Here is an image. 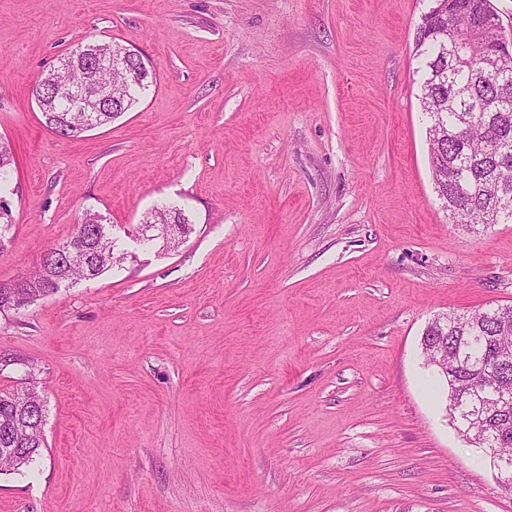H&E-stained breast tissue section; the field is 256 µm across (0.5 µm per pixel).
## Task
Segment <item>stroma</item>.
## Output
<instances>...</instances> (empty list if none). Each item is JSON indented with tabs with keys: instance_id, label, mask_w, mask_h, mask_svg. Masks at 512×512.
<instances>
[{
	"instance_id": "1",
	"label": "stroma",
	"mask_w": 512,
	"mask_h": 512,
	"mask_svg": "<svg viewBox=\"0 0 512 512\" xmlns=\"http://www.w3.org/2000/svg\"><path fill=\"white\" fill-rule=\"evenodd\" d=\"M432 0H0V283L101 213L126 259L0 315L46 446L0 512H512L421 336L512 304V224L434 189L415 35ZM157 84L58 137L32 95L77 44ZM190 220L136 243L152 207Z\"/></svg>"
}]
</instances>
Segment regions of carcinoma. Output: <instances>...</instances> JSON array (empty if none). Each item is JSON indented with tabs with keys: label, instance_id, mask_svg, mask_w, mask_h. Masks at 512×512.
I'll return each mask as SVG.
<instances>
[{
	"label": "carcinoma",
	"instance_id": "cac0c4a2",
	"mask_svg": "<svg viewBox=\"0 0 512 512\" xmlns=\"http://www.w3.org/2000/svg\"><path fill=\"white\" fill-rule=\"evenodd\" d=\"M454 9L425 14L417 32L415 49L421 57L420 100L428 116V142L437 194L447 199L455 223L465 225L512 224V62L502 65L492 47L475 27L483 18L495 16L491 0H444ZM453 33L461 47L453 72L458 94H448V85L434 71L448 66L442 56L437 30ZM121 47L116 42L88 41L68 52L61 65L35 85L33 94L45 123L56 134L75 138L85 132L88 113L71 99L55 96L53 82L77 78L79 66L92 74V62ZM133 73L108 74L125 84L122 98L97 113L98 126H106L131 110L156 82L139 52L129 54ZM500 69L509 81L507 91L484 81V73ZM12 155L0 143V192L8 186ZM150 216L188 230V219L176 208H156ZM75 245L86 259L63 258L45 252L34 270L16 281L0 284V312L18 309L47 296L64 284L92 280L114 265L118 238L103 217L88 213L74 234L60 247ZM426 335L442 336L448 343V370L435 367L446 383V411L457 431L485 450L512 460V404L502 407L499 389L512 388V305H499L467 314L439 315ZM44 400L30 386L0 389V448H12L10 458H0V467L20 468L40 455L43 439Z\"/></svg>",
	"mask_w": 512,
	"mask_h": 512
}]
</instances>
